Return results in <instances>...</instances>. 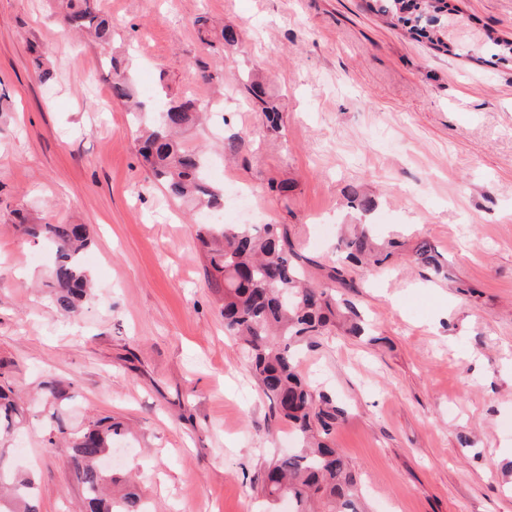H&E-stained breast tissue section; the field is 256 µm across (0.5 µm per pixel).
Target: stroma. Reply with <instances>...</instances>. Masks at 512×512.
Masks as SVG:
<instances>
[{"instance_id":"35a3bbf8","label":"stroma","mask_w":512,"mask_h":512,"mask_svg":"<svg viewBox=\"0 0 512 512\" xmlns=\"http://www.w3.org/2000/svg\"><path fill=\"white\" fill-rule=\"evenodd\" d=\"M450 6L444 54L365 0H100L118 19L105 47L67 35L55 0H0V383L27 412L6 456L33 476L40 512L82 506L69 449L43 446L50 385L71 397L69 429L104 416L126 428L112 472L135 476L157 512H271L265 467L296 446L224 334L199 212L138 153L113 55L145 107L160 90L222 100L182 140L214 185L250 196L253 223L287 225L313 283L342 266L352 225L396 242L385 264L349 269L376 343L338 328L301 349L346 410L331 441L367 512H512V60L492 55L512 40V0ZM199 15L236 45L203 43ZM249 80L270 91L279 132ZM235 132L245 145L228 164ZM353 189L373 212L349 207ZM22 215L86 226L96 292L79 317L54 313V251L21 235ZM422 240L448 276L413 264ZM110 65L112 68V97L122 103H130L129 114L134 120L133 123L140 125L146 121V117L139 110L140 103L135 100L137 91L130 75V64L124 59L112 57Z\"/></svg>"}]
</instances>
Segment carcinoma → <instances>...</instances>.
Instances as JSON below:
<instances>
[{
	"label": "carcinoma",
	"mask_w": 512,
	"mask_h": 512,
	"mask_svg": "<svg viewBox=\"0 0 512 512\" xmlns=\"http://www.w3.org/2000/svg\"><path fill=\"white\" fill-rule=\"evenodd\" d=\"M60 2L68 29L100 44L112 41L114 25L102 13L98 0ZM367 6L412 37L425 38L434 49L450 52L443 24L448 0H368ZM193 25L207 44L235 42L230 30L209 31L203 15L197 16ZM110 65L112 98L130 104L135 124L147 121L136 101L129 62L113 57ZM248 92L265 104L267 127L278 129L280 113L266 105L267 89L253 84ZM205 111L207 106L194 99L159 98L150 125L137 138L138 152L153 179L171 198L197 201L218 211L222 193L205 177L202 154L175 138ZM24 234L56 248L57 259L50 272L53 303L62 315H77L90 291V279L81 262L90 245L86 228L81 224H31ZM196 238L208 257L212 280L222 292L224 335L240 342L263 394L300 444L296 451L269 461L262 483L264 496L273 504L288 500L293 512H363L354 466L330 441L345 409L308 380L297 361L298 348L326 335L338 317L343 318L348 334L368 335L356 305L336 296L330 286L312 287L303 282L304 259L282 224H224L217 231L205 224ZM338 249L344 260L356 264H382L391 256L364 230L341 237ZM414 258L417 265L437 274L446 272L440 255L426 241L416 246ZM25 418V410L11 397V390L0 386V437L13 433ZM47 427L50 447L66 442L71 449L74 477L84 492V512H148L130 482L124 483L120 495L109 493V487L120 480L102 469L99 460L109 453L112 440L121 436V427L112 418L96 419L70 434L55 410L48 416ZM0 512H39L34 482L0 468Z\"/></svg>",
	"instance_id": "obj_1"
}]
</instances>
